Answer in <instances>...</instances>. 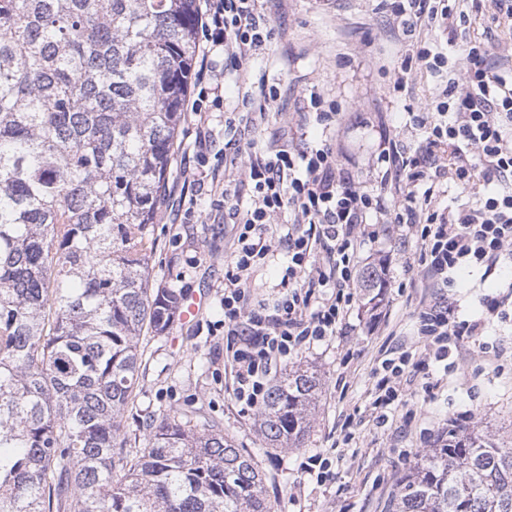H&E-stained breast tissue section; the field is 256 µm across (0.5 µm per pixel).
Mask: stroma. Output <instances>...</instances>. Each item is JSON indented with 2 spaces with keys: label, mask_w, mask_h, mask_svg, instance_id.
<instances>
[{
  "label": "stroma",
  "mask_w": 512,
  "mask_h": 512,
  "mask_svg": "<svg viewBox=\"0 0 512 512\" xmlns=\"http://www.w3.org/2000/svg\"><path fill=\"white\" fill-rule=\"evenodd\" d=\"M467 26L475 33L492 27L494 50L512 54V28L493 27L491 0H463ZM266 10L285 34L269 54L251 61L250 77L263 78L279 94L278 111L246 132V140L265 150L292 136L303 143H333L339 162L367 187L380 184L382 170L372 159L384 138L405 149L417 147L421 133L413 115L434 97L441 76L414 70L405 88L393 87L392 72L405 47L381 37L388 12L380 0H268ZM320 94L340 111L335 125L307 120L302 130L288 122L299 99ZM196 128L182 121L174 147L166 198L157 215L156 243L150 259L154 286L195 292L204 297L201 315L191 325L174 322L168 334L145 337L135 406L125 418L129 451L143 446L141 414L184 407L191 403L218 421L236 447L250 454L262 471L272 512H390L392 493L413 464L414 454L430 448L448 418L460 428H479L500 439L512 438V321H494L487 341H470L457 368L440 387L426 390V371L410 373L403 406L385 425L369 416L370 393L382 350L412 341L418 293L409 288L400 257L414 253V241L380 233L359 252L361 264L383 266L387 286L378 306L362 304L349 317L346 335L322 342L298 356L321 379L309 431L298 448L267 445L257 413L241 412L233 398V376L225 367L221 299L224 273L235 234L224 214L212 212L208 223L184 224L178 201L186 168L196 147ZM461 316L481 308L485 296L506 299L496 276L467 271L453 291ZM178 345H171V337ZM416 410L404 422L406 410ZM353 434L350 444L338 437L342 425ZM332 460L334 481L317 486L302 470L308 456Z\"/></svg>",
  "instance_id": "35a3bbf8"
}]
</instances>
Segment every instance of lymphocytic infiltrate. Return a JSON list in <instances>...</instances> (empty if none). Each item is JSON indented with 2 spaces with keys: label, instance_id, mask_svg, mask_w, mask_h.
I'll use <instances>...</instances> for the list:
<instances>
[{
  "label": "lymphocytic infiltrate",
  "instance_id": "lymphocytic-infiltrate-1",
  "mask_svg": "<svg viewBox=\"0 0 512 512\" xmlns=\"http://www.w3.org/2000/svg\"><path fill=\"white\" fill-rule=\"evenodd\" d=\"M265 0H202L197 11L201 49L197 53L195 98L186 109L197 126H207L205 103L224 99V74L268 53L283 37ZM392 32L412 36L418 26L444 28L456 13L448 0H391ZM483 38H465L454 55L412 45L394 69L395 87H404L414 68L445 74L437 98L414 117L422 133L414 153L389 142L377 157L395 193L386 186L367 189L341 168L336 147L310 148L291 142L256 152L235 137L222 153L196 156L198 166L216 161L223 187L185 180L180 191L182 221L197 223V197L209 194L236 233L231 263L224 273V334L234 372V397L242 411L265 403L273 368L286 364L317 342L336 336L358 301L357 255L374 241L378 225L416 242L406 269L420 291L414 311L419 346L385 351L371 392V415L385 422L401 402V380L422 357L442 363L466 340L484 334L491 318L511 314L494 298L481 314L460 318L457 303L444 293L456 285L458 271L512 274V78L492 59ZM453 181L468 202L440 207L436 189ZM247 204H240V192ZM291 214L285 236L274 231L282 214ZM285 248L287 264L274 298H254V270Z\"/></svg>",
  "mask_w": 512,
  "mask_h": 512
}]
</instances>
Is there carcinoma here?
<instances>
[{
	"label": "carcinoma",
	"instance_id": "cac0c4a2",
	"mask_svg": "<svg viewBox=\"0 0 512 512\" xmlns=\"http://www.w3.org/2000/svg\"><path fill=\"white\" fill-rule=\"evenodd\" d=\"M197 38L196 0H0V512H270L252 456L194 411L147 414L133 456L122 438L143 335L181 302L149 260ZM319 387L275 380L270 445H299ZM393 506L512 512V442L438 438Z\"/></svg>",
	"mask_w": 512,
	"mask_h": 512
}]
</instances>
